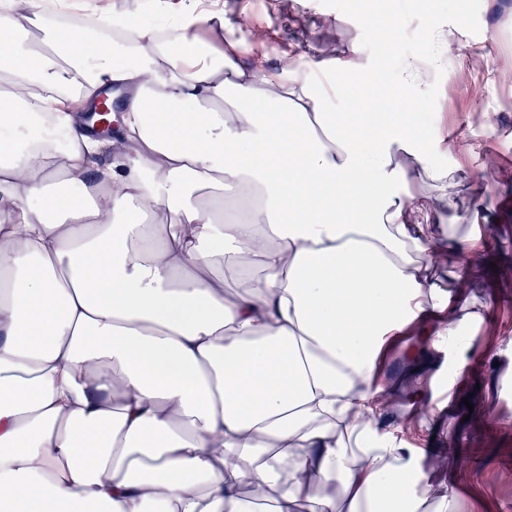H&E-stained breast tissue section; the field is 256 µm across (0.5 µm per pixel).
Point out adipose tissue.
Wrapping results in <instances>:
<instances>
[{"instance_id": "adipose-tissue-1", "label": "adipose tissue", "mask_w": 512, "mask_h": 512, "mask_svg": "<svg viewBox=\"0 0 512 512\" xmlns=\"http://www.w3.org/2000/svg\"><path fill=\"white\" fill-rule=\"evenodd\" d=\"M67 8L79 33L41 19ZM242 53L200 0L165 33L0 0V512H457L410 480L374 382L475 256L434 232L456 176L411 115L417 65L369 122L336 110L355 58Z\"/></svg>"}]
</instances>
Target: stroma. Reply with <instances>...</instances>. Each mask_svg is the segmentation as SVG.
Masks as SVG:
<instances>
[{
  "label": "stroma",
  "mask_w": 512,
  "mask_h": 512,
  "mask_svg": "<svg viewBox=\"0 0 512 512\" xmlns=\"http://www.w3.org/2000/svg\"><path fill=\"white\" fill-rule=\"evenodd\" d=\"M220 3L227 20L246 17L270 33L260 49L240 34L247 44L242 63L260 51L269 66H277L281 43L302 38L316 57L342 59L355 44L362 62L379 63L381 80L372 87L364 84L361 70L351 71L355 99L338 101L340 112L358 111L357 96L377 99L392 91L404 45L375 42L374 26L395 16L401 31L417 40L436 35L431 50L437 71L423 85L425 105L417 118L439 147L436 161L457 171L460 233H468L464 221L477 201L488 207L484 223L493 237L481 250L473 287L463 291L482 306L483 316L465 327L469 350L462 359L433 346L430 334L440 316L411 322L378 364V383L393 391V435L418 452L412 477L419 486H451L458 512H512V283L501 277L512 267V176L495 182L480 177L492 158L512 173V79L499 72L502 61H512V0H301L299 10L309 19L303 31L291 27L280 0ZM477 52L483 58L474 75L483 87L478 97L457 81ZM444 369L459 373L456 386L441 377ZM491 403L496 415L481 417L479 407Z\"/></svg>",
  "instance_id": "stroma-1"
}]
</instances>
